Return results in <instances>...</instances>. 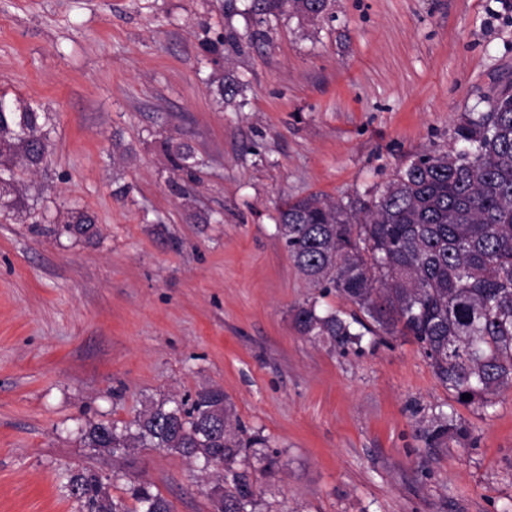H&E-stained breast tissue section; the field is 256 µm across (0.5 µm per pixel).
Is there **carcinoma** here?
<instances>
[{
    "instance_id": "obj_1",
    "label": "carcinoma",
    "mask_w": 512,
    "mask_h": 512,
    "mask_svg": "<svg viewBox=\"0 0 512 512\" xmlns=\"http://www.w3.org/2000/svg\"><path fill=\"white\" fill-rule=\"evenodd\" d=\"M256 24L288 14L315 24L330 0H250ZM488 111L464 112L454 129L462 144L420 156L400 169L368 202H329L312 194L285 200L277 234L294 267L315 287L334 289L390 334L411 336L435 378L464 406L487 409L512 388V84L487 99ZM49 113L20 97L0 94V212L17 206L15 168L43 164ZM174 173L190 176L195 152L163 143ZM63 231L88 241L99 236L94 218L69 210ZM336 311L306 304L294 312L297 331L334 346L359 344L363 333ZM469 394L471 398L462 399ZM465 429L441 414L427 431L430 444ZM94 448L132 455L158 448L185 459L211 461L224 471V512H255L256 479L239 459L264 444L245 438L231 421L224 391L199 390L191 402L160 404L119 427L87 431ZM81 512H172L148 483L129 478L134 506L113 498L103 477L83 468L69 478Z\"/></svg>"
}]
</instances>
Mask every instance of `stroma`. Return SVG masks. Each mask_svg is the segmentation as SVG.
Here are the masks:
<instances>
[{
    "mask_svg": "<svg viewBox=\"0 0 512 512\" xmlns=\"http://www.w3.org/2000/svg\"><path fill=\"white\" fill-rule=\"evenodd\" d=\"M246 6L0 0V92L53 116L22 208L0 214V512H79L67 475L83 467L114 498L132 473L173 512H211L196 462L86 437L209 386L265 441L243 461L256 512H512V388L465 407L411 337L301 336L297 306L354 307L308 285L276 235L285 199L365 200L454 147L460 115L512 81V7L333 0L254 39ZM217 75L238 93L219 97ZM168 138L197 159L178 192ZM69 208L100 238L62 233ZM441 410L467 438L429 444Z\"/></svg>",
    "mask_w": 512,
    "mask_h": 512,
    "instance_id": "stroma-1",
    "label": "stroma"
}]
</instances>
